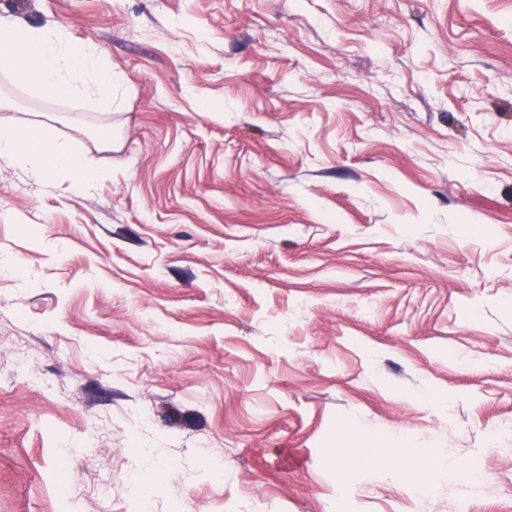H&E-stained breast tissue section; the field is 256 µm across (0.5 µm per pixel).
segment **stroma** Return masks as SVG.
Returning a JSON list of instances; mask_svg holds the SVG:
<instances>
[{
	"instance_id": "35a3bbf8",
	"label": "stroma",
	"mask_w": 512,
	"mask_h": 512,
	"mask_svg": "<svg viewBox=\"0 0 512 512\" xmlns=\"http://www.w3.org/2000/svg\"><path fill=\"white\" fill-rule=\"evenodd\" d=\"M1 16L125 85L100 112L0 76L110 171L0 160V512H512V0ZM347 431L483 480L337 461Z\"/></svg>"
}]
</instances>
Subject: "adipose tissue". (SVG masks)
Segmentation results:
<instances>
[{"mask_svg": "<svg viewBox=\"0 0 512 512\" xmlns=\"http://www.w3.org/2000/svg\"><path fill=\"white\" fill-rule=\"evenodd\" d=\"M0 42L9 46L8 53L0 55V71L15 82L40 96L87 99L98 111H111L123 77L102 69L93 53L75 48L66 28L41 30L0 18ZM0 159L21 167L41 184L69 174L78 192L108 175L106 169L90 167L73 143L44 121L34 122L28 136L0 127Z\"/></svg>", "mask_w": 512, "mask_h": 512, "instance_id": "obj_1", "label": "adipose tissue"}]
</instances>
